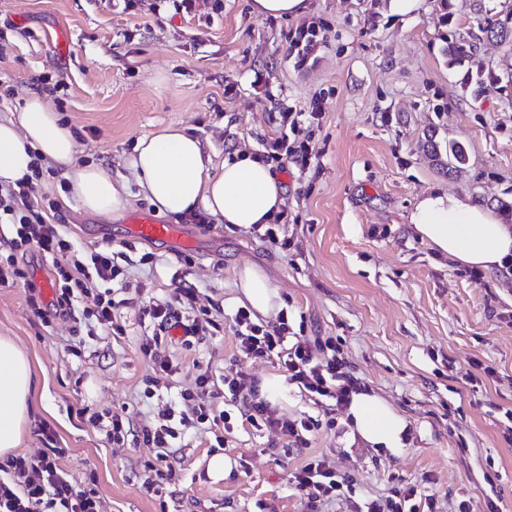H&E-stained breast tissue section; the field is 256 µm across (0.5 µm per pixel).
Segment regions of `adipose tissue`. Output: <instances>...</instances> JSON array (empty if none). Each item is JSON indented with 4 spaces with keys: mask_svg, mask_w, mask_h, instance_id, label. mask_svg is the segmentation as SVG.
Returning <instances> with one entry per match:
<instances>
[{
    "mask_svg": "<svg viewBox=\"0 0 512 512\" xmlns=\"http://www.w3.org/2000/svg\"><path fill=\"white\" fill-rule=\"evenodd\" d=\"M80 153L71 128L42 96L29 95L17 118L0 120V184L32 176V165L41 156L67 176L71 194L85 212L107 216L124 207L125 184L103 165L80 163ZM134 170L142 192L161 214L188 215L202 209L217 223L247 228L269 223L284 204V189L269 163L238 152L214 166L199 138L185 127L168 126L138 138ZM410 222L423 240L458 266L494 271L512 260V225L469 196L426 193ZM238 290L239 302L262 316L280 302L264 271L251 264L239 268ZM33 386L26 353L13 338L0 336V457L22 441ZM347 414L369 444L402 448L407 422L382 398L354 393Z\"/></svg>",
    "mask_w": 512,
    "mask_h": 512,
    "instance_id": "ef3b65f1",
    "label": "adipose tissue"
}]
</instances>
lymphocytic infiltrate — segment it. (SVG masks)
<instances>
[{"instance_id":"obj_1","label":"lymphocytic infiltrate","mask_w":512,"mask_h":512,"mask_svg":"<svg viewBox=\"0 0 512 512\" xmlns=\"http://www.w3.org/2000/svg\"><path fill=\"white\" fill-rule=\"evenodd\" d=\"M0 224L11 228L10 237L0 241L9 248L5 261L0 262V287L24 279L27 254L37 251L52 261L54 306L63 318L77 319L89 337L125 334L119 308L130 294V283L127 270L118 263V252L99 245L76 248L66 225L55 222L51 207L30 179L0 186ZM141 314L150 328L139 342L149 370L144 395L153 401L150 419L136 426L128 417L107 409L84 408L80 415L113 444L130 438L153 451L154 460L147 463L142 482L145 490L173 478V450L186 434L229 431L236 417L252 428L273 430L290 447L309 446V425L270 412L258 382L248 373L219 376L198 362L193 379L175 385L173 376L180 360L163 346V336L178 327L182 345L190 348L205 342L224 318L218 303L204 302L198 288L182 279L164 296L143 302ZM228 320L239 354L277 363L289 384L298 389L330 398L340 409L360 391L359 379L336 358L333 340L294 332L287 313L264 323L241 306ZM63 454V449L45 448L1 461L0 512H101L96 490L69 479L62 469ZM290 482L306 498L310 512H323L353 486L352 477L338 472L321 454L308 455L291 472Z\"/></svg>"}]
</instances>
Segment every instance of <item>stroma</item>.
Here are the masks:
<instances>
[{"instance_id": "stroma-1", "label": "stroma", "mask_w": 512, "mask_h": 512, "mask_svg": "<svg viewBox=\"0 0 512 512\" xmlns=\"http://www.w3.org/2000/svg\"><path fill=\"white\" fill-rule=\"evenodd\" d=\"M287 19L258 17L249 0H0V118L28 94L44 95L66 119L80 160L106 165L125 184L128 205L107 218L86 214L65 196L64 178L45 175L38 190L56 202L76 245L126 251L141 299L170 288L176 250L129 242L127 214L150 210L135 180L137 138L187 126L214 164L246 150L263 153L279 137L285 108L323 113L302 123L317 158L280 174L288 211L289 251L239 227L182 224L202 241L189 251L188 279L202 297L238 307L236 272L260 267L277 288L292 328L334 337L367 392L409 424L405 445L371 447L333 400L288 384L277 364L237 353L231 328L186 352L214 370L275 378L269 407L293 419L313 418L308 450H286L269 430L235 429L224 444L188 440L174 456L175 477L157 491L142 487L152 450L115 448L82 423L84 406L108 407L140 420L138 394L147 365L138 348L139 305L121 310L128 334L93 343L83 357L66 352L74 322L38 318L27 297L53 292L49 261L31 254L29 281L0 288V336L25 350L34 373L30 422L18 448H61L64 471L95 481L103 512H308L289 474L307 453H323L354 480L336 512L414 488L434 496L435 512H512V271L479 274L455 268L410 222L418 199L437 188L470 196L512 224V46L483 42L464 64L444 53L447 38L475 31L472 0H419L409 15L391 0H306ZM316 23V42L298 64L290 41ZM491 72L498 84L477 92L469 72ZM441 151L463 143L467 160L446 171L425 154L426 136ZM157 259L158 278L140 263ZM493 367L494 375L483 372ZM230 463L214 478L215 455Z\"/></svg>"}]
</instances>
